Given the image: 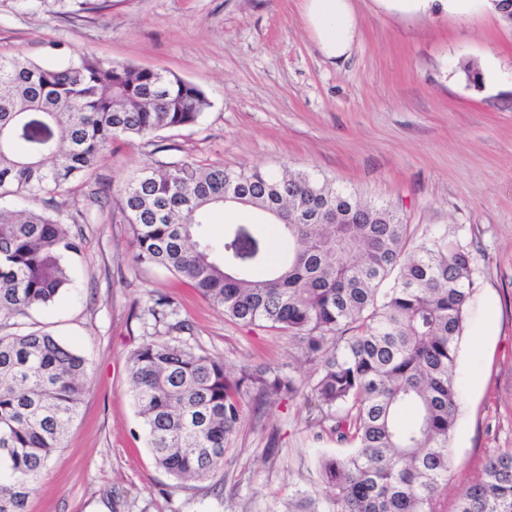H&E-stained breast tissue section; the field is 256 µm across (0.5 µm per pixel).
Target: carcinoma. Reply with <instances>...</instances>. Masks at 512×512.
<instances>
[{"label":"carcinoma","instance_id":"obj_1","mask_svg":"<svg viewBox=\"0 0 512 512\" xmlns=\"http://www.w3.org/2000/svg\"><path fill=\"white\" fill-rule=\"evenodd\" d=\"M489 7L512 28V0ZM206 92L175 74L87 54L61 66L0 55V512H27L82 401L87 361L30 311L76 288L67 258L82 239L48 211L89 176L113 141L196 124ZM135 258L188 282L224 315L288 333L316 366V438L351 450L319 458L332 491L299 492L288 512H437L453 465L460 401L455 360L472 296L474 257L448 232L408 250L390 205L362 201L306 174L202 166L142 167L117 189ZM41 201L47 209L28 203ZM237 211L224 237L198 240L216 209ZM258 214L273 226L257 233ZM159 338L131 356L129 387L155 464L179 481L224 467L252 391L263 404L295 379L195 353L167 338L190 330L174 302L143 309ZM457 512H512V451L491 456Z\"/></svg>","mask_w":512,"mask_h":512}]
</instances>
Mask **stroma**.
Segmentation results:
<instances>
[{
	"instance_id": "35a3bbf8",
	"label": "stroma",
	"mask_w": 512,
	"mask_h": 512,
	"mask_svg": "<svg viewBox=\"0 0 512 512\" xmlns=\"http://www.w3.org/2000/svg\"><path fill=\"white\" fill-rule=\"evenodd\" d=\"M0 0V53L61 65L87 53L163 69L211 102L196 125L153 141L117 142L91 176L57 197L61 224L83 236L68 260L77 287L34 322L88 362L79 413L29 512H285L298 490L324 495L318 460L338 452L317 438L310 364L287 333L230 319L170 273L134 259L114 195L135 170L185 159L230 168L304 172L394 207L409 248L455 234L475 257L473 298L458 346L455 464L439 512L491 455L512 448V29L486 0L466 17L350 0L345 56L328 57L305 0ZM478 81L467 78L468 71ZM172 297L191 330L183 346L292 374L293 397H246L224 467L180 482L159 469L128 383L131 353L150 338L141 311Z\"/></svg>"
}]
</instances>
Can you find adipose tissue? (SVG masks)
Masks as SVG:
<instances>
[{"label":"adipose tissue","mask_w":512,"mask_h":512,"mask_svg":"<svg viewBox=\"0 0 512 512\" xmlns=\"http://www.w3.org/2000/svg\"><path fill=\"white\" fill-rule=\"evenodd\" d=\"M313 29L324 53L341 57L349 49L354 17L348 0H308Z\"/></svg>","instance_id":"ef3b65f1"}]
</instances>
